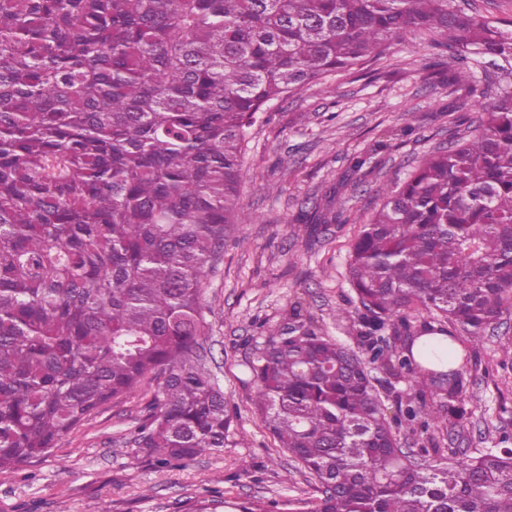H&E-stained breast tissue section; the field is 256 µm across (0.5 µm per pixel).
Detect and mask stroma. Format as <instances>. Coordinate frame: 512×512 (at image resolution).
<instances>
[{
  "label": "stroma",
  "instance_id": "1",
  "mask_svg": "<svg viewBox=\"0 0 512 512\" xmlns=\"http://www.w3.org/2000/svg\"><path fill=\"white\" fill-rule=\"evenodd\" d=\"M386 60L389 75H335L271 103L270 122L251 131L239 206L255 221L233 225L202 295L206 359L236 411L224 450L164 468L138 457L132 438L150 399L139 389L102 406L48 457L0 475V512H98L105 503L112 512H180L188 498L217 491L317 502L315 479L254 414L244 362L297 304L325 334L354 346L348 262L355 238L415 161L452 141L457 119L480 116L479 97L449 94L430 78L435 56L427 43L392 42ZM355 155L366 159L356 173ZM331 207L344 223L320 222ZM457 346L468 356L469 420L425 434L401 428L402 448L471 454L512 434V314L480 341L459 335Z\"/></svg>",
  "mask_w": 512,
  "mask_h": 512
}]
</instances>
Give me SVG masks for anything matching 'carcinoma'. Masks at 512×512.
Wrapping results in <instances>:
<instances>
[{
	"mask_svg": "<svg viewBox=\"0 0 512 512\" xmlns=\"http://www.w3.org/2000/svg\"><path fill=\"white\" fill-rule=\"evenodd\" d=\"M421 36L450 95L475 94L487 60L512 74V21L464 0H0V474L147 380L145 460L224 450L233 407L201 355V293L230 225L252 222L248 129ZM482 112L354 241L358 349L296 309L247 361L315 508L212 496L184 512H512L511 437L444 458L396 434L469 418L456 332L477 341L512 311V81Z\"/></svg>",
	"mask_w": 512,
	"mask_h": 512,
	"instance_id": "1",
	"label": "carcinoma"
}]
</instances>
